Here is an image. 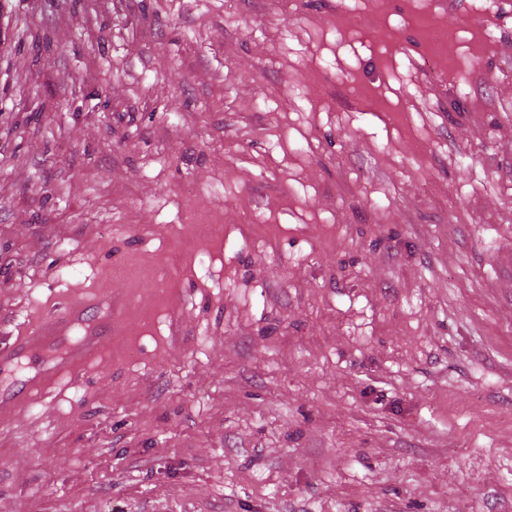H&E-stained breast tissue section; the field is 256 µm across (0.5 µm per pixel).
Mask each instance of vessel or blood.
<instances>
[{
    "instance_id": "obj_1",
    "label": "vessel or blood",
    "mask_w": 512,
    "mask_h": 512,
    "mask_svg": "<svg viewBox=\"0 0 512 512\" xmlns=\"http://www.w3.org/2000/svg\"><path fill=\"white\" fill-rule=\"evenodd\" d=\"M116 329L111 301H103L99 316L93 317L85 305L75 304L62 313L44 319L35 329L20 328L13 343L0 346V368L13 366L16 359L39 351L59 348L64 352L63 365L80 366L90 355L107 347ZM78 339H71V332ZM60 365V366H63ZM60 366L48 365L21 380L14 394L0 399L1 405H12L28 397L45 381L56 375Z\"/></svg>"
}]
</instances>
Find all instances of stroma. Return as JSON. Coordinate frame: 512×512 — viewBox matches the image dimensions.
Segmentation results:
<instances>
[{"instance_id": "35a3bbf8", "label": "stroma", "mask_w": 512, "mask_h": 512, "mask_svg": "<svg viewBox=\"0 0 512 512\" xmlns=\"http://www.w3.org/2000/svg\"><path fill=\"white\" fill-rule=\"evenodd\" d=\"M109 295L0 512H512V0H0V340Z\"/></svg>"}]
</instances>
